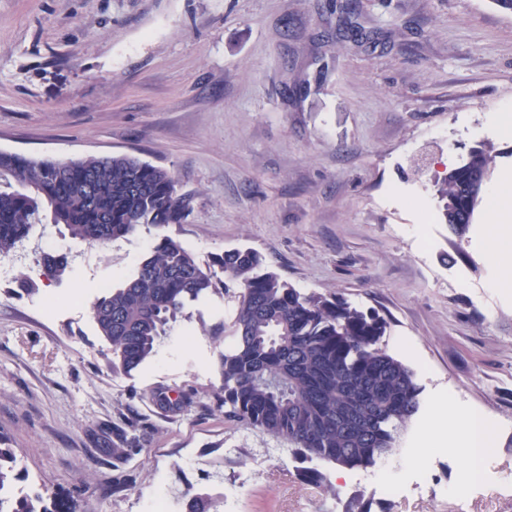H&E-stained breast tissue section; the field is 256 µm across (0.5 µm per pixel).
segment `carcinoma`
<instances>
[{
	"label": "carcinoma",
	"instance_id": "carcinoma-1",
	"mask_svg": "<svg viewBox=\"0 0 512 512\" xmlns=\"http://www.w3.org/2000/svg\"><path fill=\"white\" fill-rule=\"evenodd\" d=\"M494 158L475 146L438 189L441 219L457 237L475 219L465 186L491 173ZM189 199L166 168L126 154L69 162L0 152V255L14 251L38 224H63L90 244L125 239L141 228L182 223ZM60 277L65 253L47 254ZM224 277H218V273ZM235 298V315L204 332L224 345V417L281 440L301 458L367 468L395 450L418 413L415 373L381 346L388 322L339 295L303 293L271 270L255 250L236 247L202 266L175 237L160 234L135 273L90 306L108 343L112 372L129 374L149 361L190 302L211 293ZM112 459L127 460L137 440L112 428ZM19 479L16 450L0 435V487ZM186 512H210L207 493L185 492ZM0 512H48L45 496L17 497Z\"/></svg>",
	"mask_w": 512,
	"mask_h": 512
}]
</instances>
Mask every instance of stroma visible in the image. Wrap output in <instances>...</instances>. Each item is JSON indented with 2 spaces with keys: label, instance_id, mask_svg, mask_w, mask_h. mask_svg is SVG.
Instances as JSON below:
<instances>
[{
  "label": "stroma",
  "instance_id": "35a3bbf8",
  "mask_svg": "<svg viewBox=\"0 0 512 512\" xmlns=\"http://www.w3.org/2000/svg\"><path fill=\"white\" fill-rule=\"evenodd\" d=\"M347 1L0 0V152L169 169L190 210L168 232L200 264L245 245L302 292L378 311L382 347L421 388L392 455L338 481L319 463L330 489L307 484L287 444L216 406L203 328L231 321L233 298L190 303L145 365L112 373L90 304L156 233L93 246L40 224L0 257V433L49 512H150L160 475L170 499L208 492L216 512H512V290L491 285L487 207L458 238L437 193L483 142L503 154L491 185L512 181V129L495 123L512 111V15L491 0ZM58 243L70 267L49 279L41 256ZM158 390L190 400L172 412L148 402ZM440 399L493 425L464 486L456 448L407 459ZM116 427L139 446L119 464ZM119 473L134 481L116 492Z\"/></svg>",
  "mask_w": 512,
  "mask_h": 512
}]
</instances>
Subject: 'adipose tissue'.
<instances>
[{"instance_id": "ef3b65f1", "label": "adipose tissue", "mask_w": 512, "mask_h": 512, "mask_svg": "<svg viewBox=\"0 0 512 512\" xmlns=\"http://www.w3.org/2000/svg\"><path fill=\"white\" fill-rule=\"evenodd\" d=\"M486 255L495 275L493 287L512 288V236L498 226L492 227L487 241ZM491 426L478 414L452 409L450 402L438 401L433 407V418L423 439L421 448L415 449L414 461H422L427 449L452 445L460 448L467 457L459 482L473 480L474 464L493 445Z\"/></svg>"}]
</instances>
